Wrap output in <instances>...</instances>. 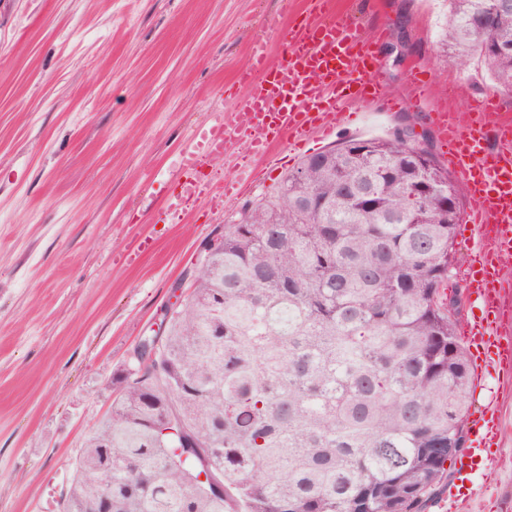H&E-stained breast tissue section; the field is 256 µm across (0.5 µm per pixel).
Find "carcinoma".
Here are the masks:
<instances>
[{"label": "carcinoma", "instance_id": "carcinoma-1", "mask_svg": "<svg viewBox=\"0 0 512 512\" xmlns=\"http://www.w3.org/2000/svg\"><path fill=\"white\" fill-rule=\"evenodd\" d=\"M436 50L512 93V0H448ZM412 150L402 128L348 139L213 231L67 512L109 493L110 512H421L466 443L471 375L445 302L463 187Z\"/></svg>", "mask_w": 512, "mask_h": 512}]
</instances>
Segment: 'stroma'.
<instances>
[{
  "mask_svg": "<svg viewBox=\"0 0 512 512\" xmlns=\"http://www.w3.org/2000/svg\"><path fill=\"white\" fill-rule=\"evenodd\" d=\"M282 2L0 0V512H62L117 378L183 308L200 243L244 202L309 155L407 125L445 164L430 112L496 92L480 66L437 55L448 0H338L374 46L383 93L353 100L333 136L267 157L230 148L198 175L227 201L168 216L182 150L213 107L243 117L235 74L252 43L280 58L279 32L302 19L304 0ZM415 77L428 98L392 110ZM490 398L503 442L490 512H512V380L488 376L467 404Z\"/></svg>",
  "mask_w": 512,
  "mask_h": 512,
  "instance_id": "35a3bbf8",
  "label": "stroma"
}]
</instances>
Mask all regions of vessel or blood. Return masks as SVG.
<instances>
[{
  "label": "vessel or blood",
  "instance_id": "obj_1",
  "mask_svg": "<svg viewBox=\"0 0 512 512\" xmlns=\"http://www.w3.org/2000/svg\"><path fill=\"white\" fill-rule=\"evenodd\" d=\"M308 15L282 35L285 53L273 61L263 40L252 47L248 67L237 74L245 87L241 102L244 121L216 113L206 152L189 150L183 167L193 170L228 147L245 146L250 154L271 155L284 138L297 139L311 131L335 134L347 112L350 95H378L381 78L351 16L339 13L336 0H307ZM500 112L496 126L484 115ZM430 118L448 147V167L466 183L470 207L466 222L476 238L466 276L467 294L480 311L462 331L475 355L474 383L487 374H512V305L502 300L508 284L499 274L503 255L512 252V114L501 112L497 99H486L480 111L457 112L443 107ZM497 149H490V141ZM477 441L459 462L460 476L479 471L473 486L449 485L445 492L453 512H482L501 448L499 414L486 403L471 415Z\"/></svg>",
  "mask_w": 512,
  "mask_h": 512
}]
</instances>
